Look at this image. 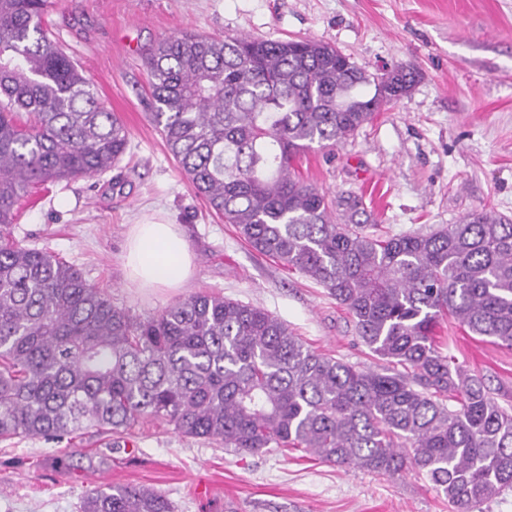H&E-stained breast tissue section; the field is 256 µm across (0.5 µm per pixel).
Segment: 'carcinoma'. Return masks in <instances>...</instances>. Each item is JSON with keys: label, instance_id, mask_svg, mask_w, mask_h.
<instances>
[{"label": "carcinoma", "instance_id": "carcinoma-1", "mask_svg": "<svg viewBox=\"0 0 512 512\" xmlns=\"http://www.w3.org/2000/svg\"><path fill=\"white\" fill-rule=\"evenodd\" d=\"M50 0H0V441L122 437L142 419L238 452L303 450L380 476L427 477L455 512L512 489V412L442 353L450 316L512 347V222L475 212L430 233L366 231L362 199L303 180L296 159L334 148L406 96L324 41H157L150 118L184 177L254 251L325 288L382 362L318 353L269 311L200 293L146 318L112 304L11 227L34 185L93 176L129 132L49 36ZM82 512H172L154 490L89 491Z\"/></svg>", "mask_w": 512, "mask_h": 512}]
</instances>
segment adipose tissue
Here are the masks:
<instances>
[{"instance_id":"adipose-tissue-1","label":"adipose tissue","mask_w":512,"mask_h":512,"mask_svg":"<svg viewBox=\"0 0 512 512\" xmlns=\"http://www.w3.org/2000/svg\"><path fill=\"white\" fill-rule=\"evenodd\" d=\"M129 280L142 288H178L192 276L195 255L178 225L159 216L132 224L125 243Z\"/></svg>"}]
</instances>
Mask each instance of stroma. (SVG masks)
Masks as SVG:
<instances>
[{
    "instance_id": "35a3bbf8",
    "label": "stroma",
    "mask_w": 512,
    "mask_h": 512,
    "mask_svg": "<svg viewBox=\"0 0 512 512\" xmlns=\"http://www.w3.org/2000/svg\"><path fill=\"white\" fill-rule=\"evenodd\" d=\"M45 20L122 118L129 146L103 173L32 187L12 232L133 315L216 292L278 316L319 353L380 367L325 288L250 249L180 173L150 119L145 58L166 35L322 40L370 73L413 66L407 96L345 143L301 156L298 173L328 197L361 196L392 234L482 210L512 220V0H51ZM159 211L184 231L196 269L184 287L147 292L128 281L121 255L130 224ZM437 334L512 409V348L450 319ZM103 485L152 488L174 512H452L411 470L382 478L295 450L237 452L157 421L137 424L123 444L92 429L62 442H0V512H80Z\"/></svg>"
}]
</instances>
